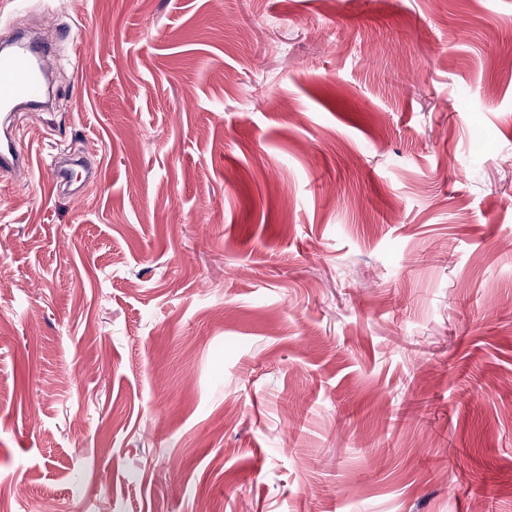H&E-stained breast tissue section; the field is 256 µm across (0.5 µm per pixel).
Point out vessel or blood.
Masks as SVG:
<instances>
[{"mask_svg":"<svg viewBox=\"0 0 512 512\" xmlns=\"http://www.w3.org/2000/svg\"><path fill=\"white\" fill-rule=\"evenodd\" d=\"M55 52L52 43L29 40L0 54V111L26 109L30 119L40 117L42 68ZM28 155L20 148L10 123L0 124V175L15 179L31 175Z\"/></svg>","mask_w":512,"mask_h":512,"instance_id":"vessel-or-blood-1","label":"vessel or blood"}]
</instances>
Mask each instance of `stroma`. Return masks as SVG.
<instances>
[{"label":"stroma","mask_w":512,"mask_h":512,"mask_svg":"<svg viewBox=\"0 0 512 512\" xmlns=\"http://www.w3.org/2000/svg\"><path fill=\"white\" fill-rule=\"evenodd\" d=\"M30 13L83 51L0 184V512H512V0Z\"/></svg>","instance_id":"35a3bbf8"}]
</instances>
